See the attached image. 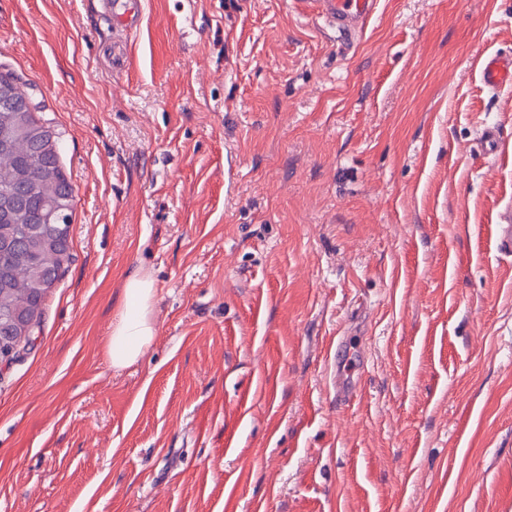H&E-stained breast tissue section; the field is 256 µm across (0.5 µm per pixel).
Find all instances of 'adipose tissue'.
<instances>
[{
  "label": "adipose tissue",
  "mask_w": 512,
  "mask_h": 512,
  "mask_svg": "<svg viewBox=\"0 0 512 512\" xmlns=\"http://www.w3.org/2000/svg\"><path fill=\"white\" fill-rule=\"evenodd\" d=\"M156 286L145 273L127 277L122 299L106 342V355L113 369L136 363L152 344L157 325L153 315Z\"/></svg>",
  "instance_id": "adipose-tissue-1"
}]
</instances>
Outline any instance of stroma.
I'll return each mask as SVG.
<instances>
[{"mask_svg":"<svg viewBox=\"0 0 512 512\" xmlns=\"http://www.w3.org/2000/svg\"><path fill=\"white\" fill-rule=\"evenodd\" d=\"M142 3L115 61L98 0H0L75 195L0 512H512V86L475 67L512 0H377L347 44L309 0ZM136 271L158 334L115 370ZM326 357L331 365L335 366L336 364V396L344 400L352 399L356 395L357 390L355 385L346 382V378H344L345 368L344 364L341 365L342 359L338 341H336V345L334 340L331 342Z\"/></svg>","mask_w":512,"mask_h":512,"instance_id":"35a3bbf8","label":"stroma"}]
</instances>
